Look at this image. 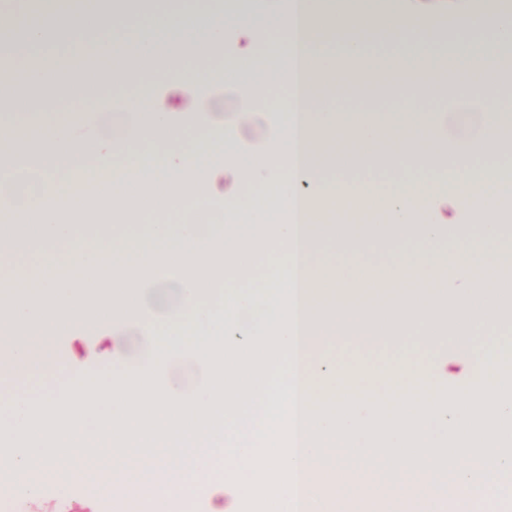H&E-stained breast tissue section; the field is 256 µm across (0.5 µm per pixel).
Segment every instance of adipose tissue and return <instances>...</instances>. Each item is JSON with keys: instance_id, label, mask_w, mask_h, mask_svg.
<instances>
[{"instance_id": "1", "label": "adipose tissue", "mask_w": 512, "mask_h": 512, "mask_svg": "<svg viewBox=\"0 0 512 512\" xmlns=\"http://www.w3.org/2000/svg\"><path fill=\"white\" fill-rule=\"evenodd\" d=\"M198 2V20L164 42L124 38L123 23L136 15L164 28L183 0H0V35L30 18L29 45L48 34L83 44L58 64L0 66V110L22 115L0 138V353L11 371L41 372L62 325L153 328L137 303L143 280L178 273L166 307L168 338L105 382L74 377L66 400L8 399L9 440L0 453L12 459L17 491L35 501L46 479L63 488L76 476L128 484L125 469L92 465L86 451L145 448L141 512H178L201 489L208 512H349L355 469L328 450L349 447L357 431L356 381L326 368L318 353L340 337L370 345L414 332L426 343L453 339L437 362L448 410L436 492L512 494V362L472 342L479 325H512V244L502 242L512 223V168L472 163L478 155H512V96H488L512 85V0H482L477 10L467 0H436L423 11L397 0H261L247 18ZM275 29L287 41L274 60L261 59ZM381 39L395 40L397 50L369 56L367 42ZM188 47L222 58L221 68L178 66ZM161 68L168 106L140 93L94 100L99 131H86L83 113L38 105L43 88L83 97L81 84L61 80L64 70L119 85ZM226 78L236 88L233 112L208 124L193 148L150 163L126 152L143 137L174 139L184 125L200 123L213 86ZM275 87L288 90L292 107L278 123L267 104ZM401 87L409 96L392 115L336 108L340 98ZM433 93L439 107L418 111L417 97ZM261 121L277 123V134L262 152L241 150L244 128ZM407 158L439 176L379 178L378 169ZM18 161L40 171L34 191L16 186L10 166ZM350 169L358 177H347ZM427 204L443 211L442 223L422 221ZM199 211L218 233L167 222ZM463 211L484 230L454 251L423 250L387 270L360 265L345 273L315 259L327 240L452 235ZM150 214L149 235L121 234ZM78 227L84 237H74ZM32 244L40 255L34 269L6 266ZM272 247L288 255L281 294L259 286L226 299L222 310L202 306L215 282ZM188 352L206 366V383L193 393L158 383L159 371ZM278 375L299 412L286 436L270 414ZM104 395L117 411L86 423ZM160 448L181 449L177 470L164 468ZM61 456L71 458L69 472L55 470ZM228 465L244 470L250 484L227 477ZM329 473L344 476V493L326 481Z\"/></svg>"}]
</instances>
